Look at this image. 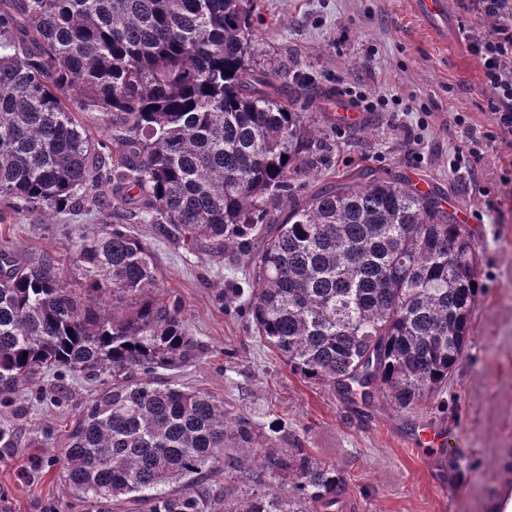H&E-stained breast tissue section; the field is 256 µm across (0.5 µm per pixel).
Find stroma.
Wrapping results in <instances>:
<instances>
[{
    "label": "stroma",
    "mask_w": 512,
    "mask_h": 512,
    "mask_svg": "<svg viewBox=\"0 0 512 512\" xmlns=\"http://www.w3.org/2000/svg\"><path fill=\"white\" fill-rule=\"evenodd\" d=\"M416 2L260 0L254 61L291 77L312 74L337 94L362 93L375 106L363 125L337 126L330 166L296 187V196L367 167L429 187L451 213L470 212L481 289L469 346L442 401L400 412L379 392L350 404L305 381L251 333L238 304L217 301L223 264L160 236L154 225L130 230L158 260L161 297L179 299L205 347L201 359L173 372L185 389L223 399L226 409L263 426L286 421L318 461L345 473L367 512H481L496 461L512 456V188L501 183L512 178V149L496 137L480 62L460 39L468 15L452 0L443 36ZM459 114L489 136L464 179L448 170L449 153L466 145ZM93 223L80 212L48 218L25 211L0 224V246L27 261L51 254L75 281L62 229ZM111 379L108 371L97 383L79 372L49 373L0 405V428L13 437L12 447H0V512H71L61 481L65 437ZM426 422L447 426L442 461L409 440Z\"/></svg>",
    "instance_id": "35a3bbf8"
}]
</instances>
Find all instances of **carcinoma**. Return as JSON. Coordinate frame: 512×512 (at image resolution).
Wrapping results in <instances>:
<instances>
[{
	"instance_id": "carcinoma-1",
	"label": "carcinoma",
	"mask_w": 512,
	"mask_h": 512,
	"mask_svg": "<svg viewBox=\"0 0 512 512\" xmlns=\"http://www.w3.org/2000/svg\"><path fill=\"white\" fill-rule=\"evenodd\" d=\"M256 6L0 0V223L23 208L98 216L67 241L82 288L49 255L0 248V396L49 371L112 370L66 435L61 478L83 512H347L344 475L288 426L264 430L165 377L205 347L180 302L157 298L159 267L128 220L246 266L253 288L230 280L218 300L341 395L414 410L448 389L469 339L478 246L434 193L368 168L292 192L329 164L336 134L331 112L297 105L336 100L253 64ZM108 294L134 305L109 310Z\"/></svg>"
}]
</instances>
